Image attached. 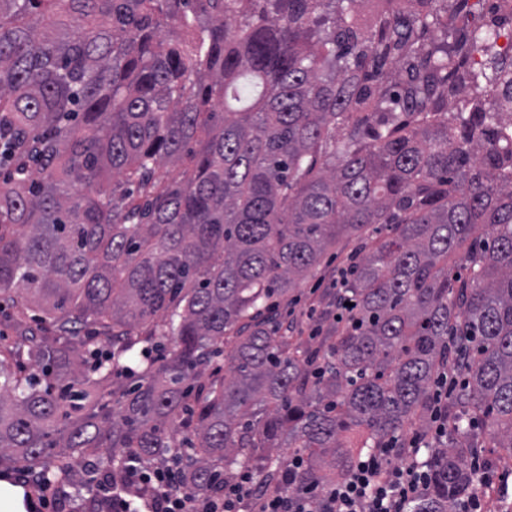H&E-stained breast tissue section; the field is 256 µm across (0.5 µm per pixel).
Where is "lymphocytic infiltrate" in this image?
Instances as JSON below:
<instances>
[{"label":"lymphocytic infiltrate","mask_w":512,"mask_h":512,"mask_svg":"<svg viewBox=\"0 0 512 512\" xmlns=\"http://www.w3.org/2000/svg\"><path fill=\"white\" fill-rule=\"evenodd\" d=\"M459 374L440 371L432 393L429 435L409 441L389 440L375 452L358 458L346 477L313 492H293L303 470L302 457L273 481L257 479L250 470L236 481L224 482L212 493L198 492L187 475L171 468L129 465L124 479L112 486V512H406L409 503L429 485L418 463L394 467L396 454L417 455L422 444L441 442L448 435V393L460 385Z\"/></svg>","instance_id":"obj_1"}]
</instances>
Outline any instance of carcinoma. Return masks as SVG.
I'll return each mask as SVG.
<instances>
[{
    "instance_id": "carcinoma-1",
    "label": "carcinoma",
    "mask_w": 512,
    "mask_h": 512,
    "mask_svg": "<svg viewBox=\"0 0 512 512\" xmlns=\"http://www.w3.org/2000/svg\"><path fill=\"white\" fill-rule=\"evenodd\" d=\"M468 7L0 0V462L61 486L76 454L117 448L119 475L188 445L206 493L286 443L296 492L428 414L454 366L411 512L476 492L472 424L512 455V58L456 26ZM372 224L350 320L301 349L281 302Z\"/></svg>"
}]
</instances>
